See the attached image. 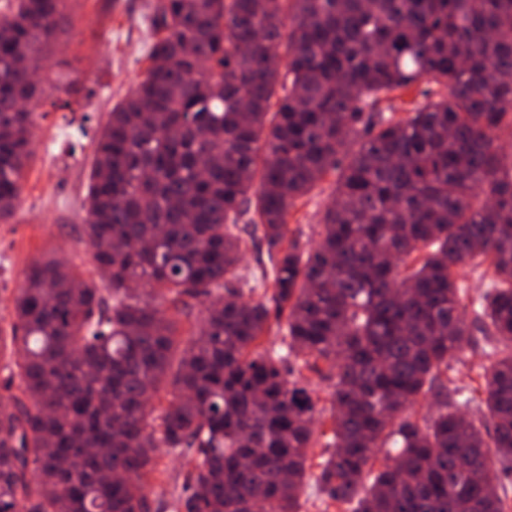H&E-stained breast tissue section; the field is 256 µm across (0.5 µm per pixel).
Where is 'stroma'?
Here are the masks:
<instances>
[{
	"label": "stroma",
	"instance_id": "1",
	"mask_svg": "<svg viewBox=\"0 0 512 512\" xmlns=\"http://www.w3.org/2000/svg\"><path fill=\"white\" fill-rule=\"evenodd\" d=\"M154 0H70L60 20V40L44 62L50 78L33 133V155L13 217L0 224V325L12 320V299L21 288L24 270L33 258L54 254L79 264L95 276L83 235V197L94 156L95 132L105 124L113 105L141 79L145 54L152 42L146 18ZM68 76L81 87V105L64 106L53 83ZM334 177H327L299 203L289 227L301 242L319 238V216L334 197ZM482 346L463 345L450 360L448 374L473 400L476 415L483 367ZM151 479V503L167 504L181 490V459L159 451Z\"/></svg>",
	"mask_w": 512,
	"mask_h": 512
}]
</instances>
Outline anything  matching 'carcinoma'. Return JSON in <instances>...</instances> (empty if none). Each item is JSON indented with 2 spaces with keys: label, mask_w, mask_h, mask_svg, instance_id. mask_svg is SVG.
<instances>
[{
  "label": "carcinoma",
  "mask_w": 512,
  "mask_h": 512,
  "mask_svg": "<svg viewBox=\"0 0 512 512\" xmlns=\"http://www.w3.org/2000/svg\"><path fill=\"white\" fill-rule=\"evenodd\" d=\"M68 2L0 15L1 224ZM148 25L145 76L99 131L82 204L100 278L41 257L13 300L0 512H150L158 448L185 460L171 512H301L318 410L288 380L299 359L331 382L328 499L507 512L512 155L495 140L512 137V0H156ZM334 172L307 247L288 218ZM258 241L252 286L239 264ZM484 261L468 323L457 271ZM478 334L474 418L448 359Z\"/></svg>",
  "instance_id": "carcinoma-1"
}]
</instances>
